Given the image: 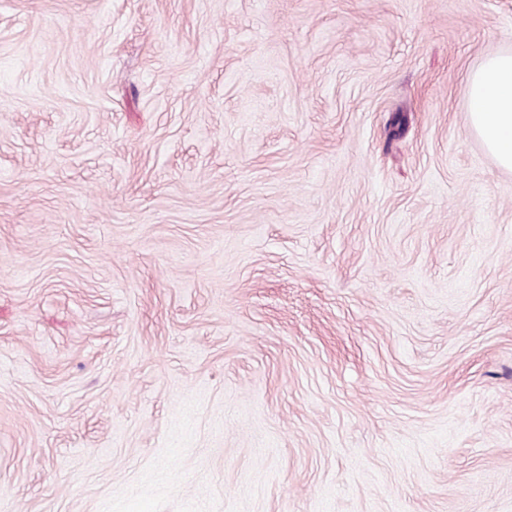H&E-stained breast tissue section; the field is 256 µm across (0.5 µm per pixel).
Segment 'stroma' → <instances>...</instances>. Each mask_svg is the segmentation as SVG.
<instances>
[{"label": "stroma", "instance_id": "35a3bbf8", "mask_svg": "<svg viewBox=\"0 0 512 512\" xmlns=\"http://www.w3.org/2000/svg\"><path fill=\"white\" fill-rule=\"evenodd\" d=\"M512 0H0V512H512ZM510 81L511 90H507ZM467 82L470 129L498 165L512 171V51L485 56Z\"/></svg>", "mask_w": 512, "mask_h": 512}]
</instances>
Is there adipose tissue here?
Segmentation results:
<instances>
[{"label":"adipose tissue","instance_id":"ef3b65f1","mask_svg":"<svg viewBox=\"0 0 512 512\" xmlns=\"http://www.w3.org/2000/svg\"><path fill=\"white\" fill-rule=\"evenodd\" d=\"M467 82L470 129L498 165L512 171V51L485 56Z\"/></svg>","mask_w":512,"mask_h":512}]
</instances>
